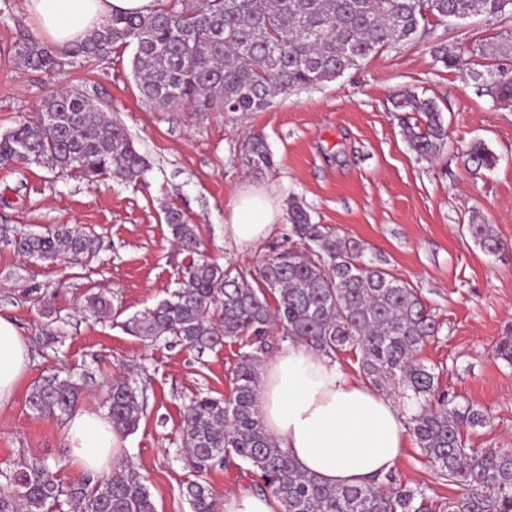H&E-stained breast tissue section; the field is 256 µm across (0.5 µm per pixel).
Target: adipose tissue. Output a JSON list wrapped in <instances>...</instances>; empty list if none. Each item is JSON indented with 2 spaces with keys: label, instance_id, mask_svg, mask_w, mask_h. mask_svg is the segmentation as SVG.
<instances>
[{
  "label": "adipose tissue",
  "instance_id": "obj_1",
  "mask_svg": "<svg viewBox=\"0 0 512 512\" xmlns=\"http://www.w3.org/2000/svg\"><path fill=\"white\" fill-rule=\"evenodd\" d=\"M158 0H27L39 40L56 48L84 41L115 14L149 15ZM282 217L271 192L242 186L224 238L254 249ZM30 363V342L0 316V404L13 397ZM259 403L268 432L308 474L330 486H360L391 472L408 444L406 415L387 396L349 377L333 358L291 343L266 364ZM69 460L79 471L111 472L125 442L103 412L85 411L65 425Z\"/></svg>",
  "mask_w": 512,
  "mask_h": 512
}]
</instances>
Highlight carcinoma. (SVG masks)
Listing matches in <instances>:
<instances>
[{
	"mask_svg": "<svg viewBox=\"0 0 512 512\" xmlns=\"http://www.w3.org/2000/svg\"><path fill=\"white\" fill-rule=\"evenodd\" d=\"M482 16L512 22V0H169L149 16L114 15L83 42L58 50L27 37L16 58L27 69L60 71L77 60L101 61L133 44L132 71L141 94L163 108L193 112H261L280 93L330 82L370 55L410 41L433 17ZM434 62L463 68L467 62L439 42L429 46ZM486 93L512 99V72L473 73ZM414 153L440 155L447 131L435 102L405 92L393 102ZM466 165L490 169L495 156L481 140L463 154ZM39 163L58 175L130 181L148 169L126 128L107 118L83 91L64 89L45 99L35 119L0 133V166ZM248 165H273L267 144L255 137ZM172 242L193 256L177 288L124 323L143 341L173 336L199 351L236 343L243 352L232 371L227 398L198 396L182 425V440L198 478L186 486L191 512H217V496L205 480L214 461L237 459L262 482L278 512H512V448H471L468 431L486 415L470 405L435 397L437 375L418 352L439 325L409 284L361 259L360 245L324 224L312 222L298 200L288 202V238L310 251L276 252L258 268L254 282L199 251L194 224L177 208L165 212ZM485 251L501 248L488 224L468 225ZM0 242L19 255L53 261L92 248L84 234L62 225L43 235H25L0 225ZM327 355L354 349L360 378L391 391L407 407V423L428 466L461 490L434 504L420 487L385 482L355 487L319 483L305 475L267 431L259 406L258 368L276 348L274 335ZM82 386L57 375L42 379L29 395L40 415L72 414ZM105 404L112 427L132 434L144 400L127 379L108 386ZM0 512H156L139 468L115 465L97 486L57 483L43 462L25 464L8 477Z\"/></svg>",
	"mask_w": 512,
	"mask_h": 512,
	"instance_id": "obj_1",
	"label": "carcinoma"
}]
</instances>
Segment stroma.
Instances as JSON below:
<instances>
[{
  "label": "stroma",
  "instance_id": "35a3bbf8",
  "mask_svg": "<svg viewBox=\"0 0 512 512\" xmlns=\"http://www.w3.org/2000/svg\"><path fill=\"white\" fill-rule=\"evenodd\" d=\"M32 33L25 0H0V132L35 118L43 99L76 88L125 126L150 169L127 182L59 177L36 163L0 169V224L27 234L66 224L94 241L92 252L54 261L0 244V315L15 322L31 349L26 376L0 406V492L7 489L4 472L34 459L63 485L88 479L70 464L65 420L29 406L41 378H72L83 387L79 410L102 411L108 386L127 377L147 404L124 455L139 467L157 512H191L181 492L195 478L183 416L196 396L229 395L241 348L227 343L200 352L170 336L143 342L123 324L174 290L190 261L170 240L168 208L197 225L203 254L221 265L250 274L274 250L288 248L284 220L251 253L225 242L231 201L247 183L274 190L284 203L299 200L313 222L359 242L365 263L415 288L440 325L419 352L438 375L439 394L488 416L469 430V446L512 448V367L495 353L499 340L512 336V101L485 95L427 50L437 40L457 52L512 40V23L430 22L415 40L338 79L244 115L155 107L134 81L130 47L100 63L28 70L14 48ZM403 91L433 99L443 116L448 140L436 159L417 157L403 137L390 104ZM256 134L267 142L272 168L246 166ZM476 139L496 155L494 169L463 165L461 153ZM475 220L492 225L503 251L491 254L474 242L467 226ZM94 294L108 299V315L88 306ZM393 475L438 501L458 493L414 442ZM206 478L219 496L260 484L235 460Z\"/></svg>",
  "mask_w": 512,
  "mask_h": 512
}]
</instances>
